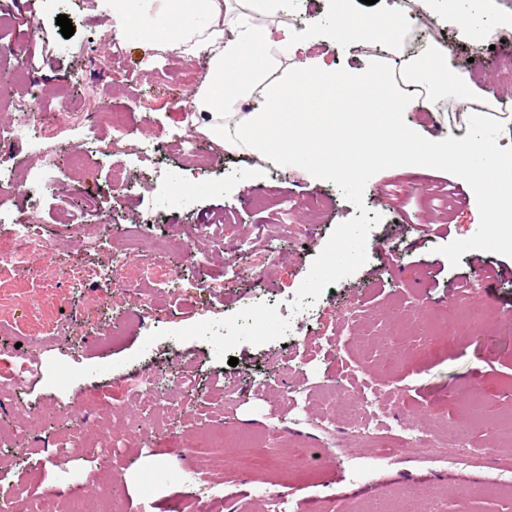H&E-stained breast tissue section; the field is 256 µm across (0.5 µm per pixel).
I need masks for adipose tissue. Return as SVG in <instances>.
<instances>
[{"label": "adipose tissue", "mask_w": 512, "mask_h": 512, "mask_svg": "<svg viewBox=\"0 0 512 512\" xmlns=\"http://www.w3.org/2000/svg\"><path fill=\"white\" fill-rule=\"evenodd\" d=\"M288 5L289 0H108L107 8L120 34L129 39L163 51H180L189 61L206 56L208 75L196 97L203 117L201 130L225 150L243 148L266 162L289 159L315 179L335 178V152L313 149L296 134L335 101L336 90L342 87L361 94L358 106L363 121L344 134L352 147L349 169L366 173L373 159L387 153L413 169L456 166L477 201L485 234L496 236L500 227L512 223V165L485 147L480 138L482 119H474L469 138L442 140L424 148L419 131L405 126L404 119L418 106L433 110V99L413 100L378 63L339 78L321 57L313 56L305 58L299 71L268 79V70L280 56L300 48V36L268 23L269 18L287 14ZM290 93L297 110L287 121L281 107ZM254 96L260 97V104L241 111V103ZM376 104L387 127L400 131L387 147L367 142L371 131L366 122Z\"/></svg>", "instance_id": "obj_1"}]
</instances>
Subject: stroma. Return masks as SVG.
I'll use <instances>...</instances> for the list:
<instances>
[{
  "instance_id": "35a3bbf8",
  "label": "stroma",
  "mask_w": 512,
  "mask_h": 512,
  "mask_svg": "<svg viewBox=\"0 0 512 512\" xmlns=\"http://www.w3.org/2000/svg\"><path fill=\"white\" fill-rule=\"evenodd\" d=\"M82 2L0 0V73L10 78L0 85V139L10 144L9 170L23 178L18 187L0 182V222L37 210L55 246L53 278L39 277L35 247L0 283V350H14L56 319L70 326L48 369L0 407V499L10 512H36L47 488L78 482L97 508L98 442L72 432L69 417L87 412L91 392L138 373L157 375L180 412L156 425L151 409L137 403L98 417L136 443L112 455L122 512H199L208 477L189 467L184 446L216 429L224 432L220 474L234 512H270V492L294 512H367L368 488L414 505L432 499L437 512H512V486L494 481L498 465L512 464V276L490 280L472 264L480 255L512 268V245L482 235L458 169L412 171L379 158L366 176L341 170L317 183L282 162L277 176L252 182L258 159L217 147L177 108L192 63L124 39L113 75L103 74L94 61L112 51L101 37L112 20ZM471 9L489 35L459 42L445 6L418 11L408 32L395 13L363 0L354 5L357 21L392 29L408 56L445 50L463 76L464 86L440 90L436 111L410 112L424 141L469 133L484 100L512 101V73L496 52L512 44V31L496 24L512 15V0H474ZM61 14L75 28L71 37L56 23ZM333 16L331 0H294L287 23L342 75L363 67L370 50L324 40ZM22 70L35 87L16 83ZM103 82L109 93L100 106L127 113L125 129L80 123L56 142L55 170H40V145L23 109L82 111ZM356 118L355 104L340 98L324 125L300 136L341 159L345 142L322 137L321 128L339 135ZM100 139L118 142L123 153L91 155ZM141 142L157 145L156 156L131 154ZM76 151L88 157L77 167L70 162ZM116 162L129 190L112 185ZM156 162L181 177L177 204L168 202V180L151 179ZM112 212L116 220L89 242ZM190 239L199 261L186 268L181 246ZM350 247L354 258L336 264L334 255ZM125 261L165 264L180 276L142 289L121 271ZM78 263L106 273L75 282ZM225 386L235 390L233 403L219 399ZM332 386L386 400L389 426L413 429L430 446V461L408 442L396 465L370 467L372 442L355 437L342 406L323 398ZM298 388L300 407L286 406L283 391ZM324 421L326 434L318 429ZM453 426L466 432L461 454L490 456L465 488L449 483L448 450L439 444ZM332 442L347 455L329 450ZM56 444L73 449L66 468L44 463ZM257 444L278 464L242 474L237 463Z\"/></svg>"
}]
</instances>
